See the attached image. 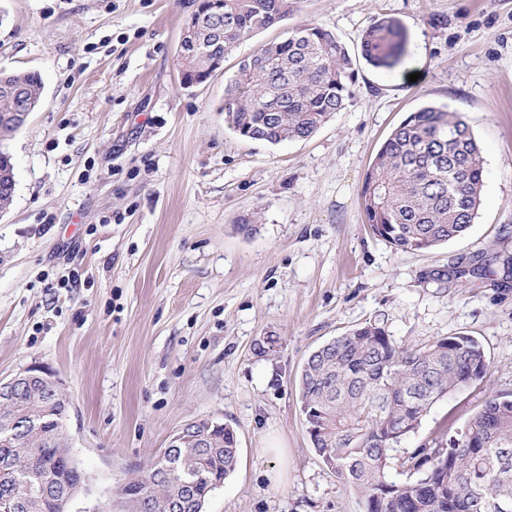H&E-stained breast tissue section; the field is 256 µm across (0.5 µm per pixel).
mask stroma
Masks as SVG:
<instances>
[{
	"mask_svg": "<svg viewBox=\"0 0 512 512\" xmlns=\"http://www.w3.org/2000/svg\"><path fill=\"white\" fill-rule=\"evenodd\" d=\"M193 9L0 0V69L39 72L44 85L8 143L0 379L39 366L70 397L68 444L87 476L71 512L120 502L129 471L194 419L238 439L206 512H363L302 412L299 378L317 347L368 321L411 347L459 333L481 342L485 378L436 402L397 445L394 481L410 477L404 456L447 443L486 397L512 398V0H300L185 89L177 54ZM383 16L407 34L392 69L360 59L363 31ZM306 23L358 59L353 99L306 140L237 135L224 89L239 62ZM429 104L480 143L481 205L464 236L402 253L372 234L360 190L393 129ZM480 260L487 278L445 280Z\"/></svg>",
	"mask_w": 512,
	"mask_h": 512,
	"instance_id": "35a3bbf8",
	"label": "stroma"
}]
</instances>
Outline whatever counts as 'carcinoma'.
<instances>
[{
  "label": "carcinoma",
  "mask_w": 512,
  "mask_h": 512,
  "mask_svg": "<svg viewBox=\"0 0 512 512\" xmlns=\"http://www.w3.org/2000/svg\"><path fill=\"white\" fill-rule=\"evenodd\" d=\"M224 11V45L211 42L214 6ZM298 0H198L199 23L178 58L180 84H203L224 68L243 39L271 28ZM399 20L382 17L363 33L361 56L392 69L406 53ZM358 78L347 47L330 30L304 25L269 42L238 66L224 92L225 121L239 135L272 145L312 137L346 108ZM43 82L34 71L0 70V211L13 199L14 164L7 141L20 128L15 112H34ZM482 149L454 112L428 105L410 114L385 140L369 167L360 197L372 232L401 252H422L463 236L473 224L483 187ZM488 370L480 341L467 334L409 347L368 322L327 342L303 369L302 411L313 448L336 461L334 473L361 496L364 512H501L512 503V399L487 397L447 447L417 448L404 461L423 472L415 481L387 478L379 461L415 432L432 404L483 379ZM16 404L42 422L40 430L10 435L0 412V469L39 479L41 494L20 512H69L86 476L61 437L70 404L66 396L24 382ZM234 431L219 421L178 466L207 474L183 489L161 457L131 474L125 488L129 512H204L210 493L235 469Z\"/></svg>",
  "instance_id": "obj_1"
}]
</instances>
